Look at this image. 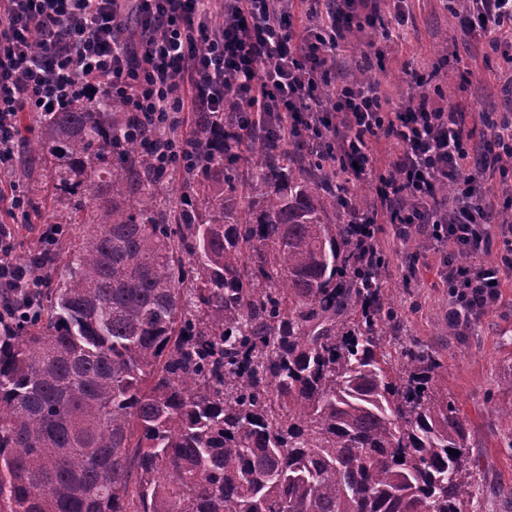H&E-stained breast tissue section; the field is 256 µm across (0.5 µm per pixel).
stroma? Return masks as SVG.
<instances>
[{
    "label": "stroma",
    "mask_w": 512,
    "mask_h": 512,
    "mask_svg": "<svg viewBox=\"0 0 512 512\" xmlns=\"http://www.w3.org/2000/svg\"><path fill=\"white\" fill-rule=\"evenodd\" d=\"M381 19L365 27L358 47H346L336 58V75L362 63L380 84L391 108H400L410 93L412 73L422 74L430 86L441 85L440 71L455 75L453 102L471 112L472 141L483 144L488 134L485 116L512 110L506 86L512 70L486 42L467 34L446 5V0H376ZM404 10L409 21L398 27L395 14ZM402 30L404 41L387 47L384 30ZM451 32L448 48L437 53L442 32ZM379 239L390 258L391 280L402 277L407 254L418 252L416 278L401 292L395 305L402 321L403 338H417L436 351L439 375L448 386L459 416L469 432L468 455L480 488L477 512H512V425L502 421L497 407L512 403V278L503 280L501 306L474 321L462 333H448V290L440 278V264L432 252L416 251L413 242L394 236L383 225Z\"/></svg>",
    "instance_id": "35a3bbf8"
}]
</instances>
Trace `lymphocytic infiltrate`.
Returning <instances> with one entry per match:
<instances>
[{
  "label": "lymphocytic infiltrate",
  "mask_w": 512,
  "mask_h": 512,
  "mask_svg": "<svg viewBox=\"0 0 512 512\" xmlns=\"http://www.w3.org/2000/svg\"><path fill=\"white\" fill-rule=\"evenodd\" d=\"M287 2L224 0L216 11L212 0H0V163L21 139L19 115L53 112L101 88L159 127L189 106L238 120L271 107L279 135L303 130L327 141L346 183L378 182L376 199L352 207L347 223L383 220L397 238L424 236L443 259L448 320L469 327L496 308L512 276V224L500 221L498 204L512 199V113H500L476 147L458 105L419 93L395 110L378 83L332 85L361 0L310 6V24L295 37L286 32ZM461 17L512 66V0H465ZM380 138L394 151L383 173L371 153ZM34 279L0 224V302L17 301Z\"/></svg>",
  "instance_id": "f902f5d3"
}]
</instances>
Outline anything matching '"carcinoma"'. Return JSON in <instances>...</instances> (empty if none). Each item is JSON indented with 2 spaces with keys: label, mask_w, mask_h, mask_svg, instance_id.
Masks as SVG:
<instances>
[{
  "label": "carcinoma",
  "mask_w": 512,
  "mask_h": 512,
  "mask_svg": "<svg viewBox=\"0 0 512 512\" xmlns=\"http://www.w3.org/2000/svg\"><path fill=\"white\" fill-rule=\"evenodd\" d=\"M197 112L158 136L95 91L30 112L31 317L0 336V512H469L468 429L399 287L343 223L330 147ZM456 455L449 454V449Z\"/></svg>",
  "instance_id": "1"
}]
</instances>
